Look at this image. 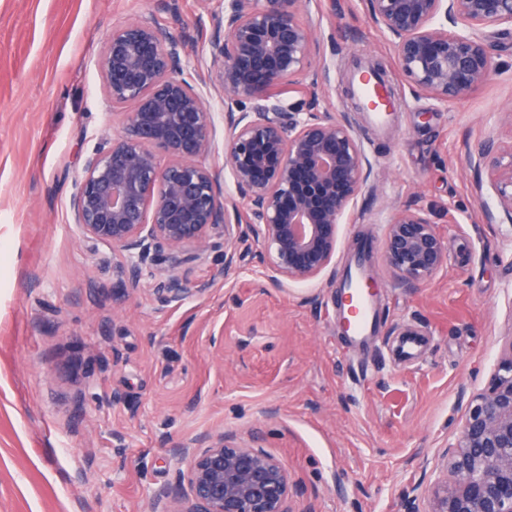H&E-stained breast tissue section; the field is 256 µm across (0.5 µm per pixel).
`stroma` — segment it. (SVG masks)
<instances>
[{
    "instance_id": "obj_1",
    "label": "stroma",
    "mask_w": 512,
    "mask_h": 512,
    "mask_svg": "<svg viewBox=\"0 0 512 512\" xmlns=\"http://www.w3.org/2000/svg\"><path fill=\"white\" fill-rule=\"evenodd\" d=\"M223 6L0 0V512H144L173 483L170 442L214 429L257 433L295 482L296 512H427L422 490L512 342V223L471 164L486 138L512 144V35L489 26L492 81L440 103L412 93L360 0L307 6L336 36L325 99L372 164L327 274L272 286L250 255L206 294L164 310L114 288L111 250L83 242L69 210L86 156L120 129L98 67L105 42L113 26L149 15L183 37L184 75L200 81L215 118L206 162L220 168L224 103L208 40ZM361 58L384 65L398 98L382 129L346 94ZM405 204L427 213L448 252L419 289L383 262L385 225ZM365 246L381 327L355 349L335 292ZM408 333L422 346L404 359L396 347Z\"/></svg>"
}]
</instances>
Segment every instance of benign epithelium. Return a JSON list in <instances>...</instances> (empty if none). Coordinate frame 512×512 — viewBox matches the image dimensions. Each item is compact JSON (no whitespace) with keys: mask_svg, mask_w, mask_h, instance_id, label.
I'll return each instance as SVG.
<instances>
[{"mask_svg":"<svg viewBox=\"0 0 512 512\" xmlns=\"http://www.w3.org/2000/svg\"><path fill=\"white\" fill-rule=\"evenodd\" d=\"M413 93L464 100L492 77L486 28L512 26V0H363ZM305 0H227L208 43L224 94V171L204 162L214 146L209 101L183 77V39L154 18L117 25L100 60L105 99L122 131L85 160L70 197L81 237L120 261L117 282L144 283L177 307L240 267L252 241L269 281L306 283L332 264L339 224L367 187L371 162L353 127L324 103L328 79L320 26ZM302 89L284 104L280 88ZM474 167L490 172L512 222V147L487 143ZM227 173L234 192L222 188ZM224 263L191 277L210 253ZM386 266L423 288L447 266L443 238L411 204L386 225ZM174 486L153 492L147 512H294L284 463L233 433L209 431L173 445ZM450 480L428 490L429 512H512V340L487 386L468 403L446 452Z\"/></svg>","mask_w":512,"mask_h":512,"instance_id":"obj_1","label":"benign epithelium"}]
</instances>
